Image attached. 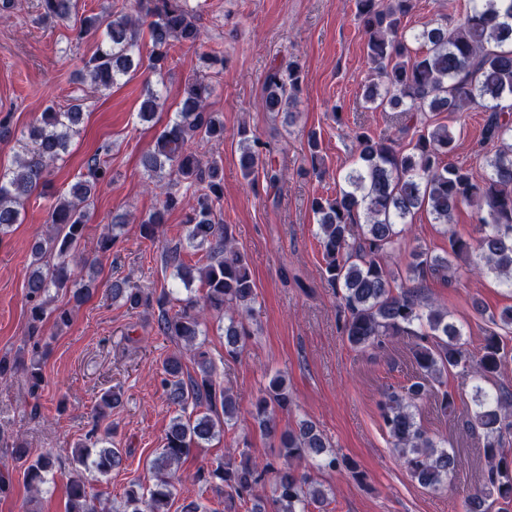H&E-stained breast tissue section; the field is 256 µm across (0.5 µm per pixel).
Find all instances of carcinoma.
<instances>
[{
    "mask_svg": "<svg viewBox=\"0 0 512 512\" xmlns=\"http://www.w3.org/2000/svg\"><path fill=\"white\" fill-rule=\"evenodd\" d=\"M137 16L124 7L112 6L109 15L82 18L79 37H94L98 47L85 63L83 78L96 93L105 94L117 82L136 71L141 59L137 28L146 27L151 43L149 69L162 73L170 50L177 43L195 45L203 36L197 11L187 0H136ZM44 14L60 20L71 16L75 0H40ZM414 8V0H356V17L366 37L367 59L380 82L366 87L364 98L374 108L399 114L394 134L376 135L367 129L355 132L354 167L342 176L343 186L334 196L315 197L311 210L317 218L323 276L337 290L343 312L342 335L354 348L378 345L392 336L414 338L412 365L418 381L401 390L389 388L378 407L393 447L399 452L411 476L423 487L439 489L452 483L456 457L437 446L415 421L411 411L436 383L437 403L443 412L454 409V394L443 377L458 369L475 382L474 410L469 427L483 438L487 461L483 484L466 493L465 512H499L512 505V393L500 386L491 394L482 383L498 376L508 350L501 332L512 331V307L491 314L478 355L466 348L461 329L448 320V312L424 301L416 291H393L390 273L382 258L394 250L408 224L420 209L427 210L437 224L451 223L464 203L479 210L481 234L470 242L448 232V251L433 255L427 250L411 254V279L448 277L454 261L464 257L469 267L482 274L505 277L512 288V0H470L454 18L428 22L409 35H398L402 20ZM424 44L418 51L411 44ZM304 75L291 59L270 67L264 77V108L284 123L295 120L290 107L298 100ZM213 87L195 78L172 118L142 154L141 165L157 177L154 193L159 207L140 220L141 237L154 241L168 212L183 205L188 191L193 204L184 221L185 242L167 244L161 259L191 290L199 282L202 296H174L171 289L160 292L133 287L125 279L112 281V301L131 310L152 312L157 331L182 346L167 356L162 365L160 385L168 404L177 414L170 420L163 447L148 466L149 484H133L125 493L124 505L113 512H170L181 464L192 449L202 448L225 432L238 415L240 405L234 394L218 380L217 367L205 348L206 315L217 314L224 323V351L236 358L241 354L249 330L239 318L256 312V288L248 263L234 247L230 225L219 217L223 198V167L216 159L203 160L196 147L202 142L224 139V120L208 110ZM158 93L146 87L138 117L155 119ZM471 104L486 113L482 144L490 147L484 155L486 171L481 179L469 169L445 161L454 150L450 126L432 124L427 115H452ZM84 121L81 104L65 109L49 106L22 138L30 142L25 157L14 169L0 171V236L21 223L24 200L48 182L51 166L68 151L80 134ZM241 151L239 166L243 177L255 182L264 176L271 188L280 182V170L268 161L269 144L253 131H238ZM307 146L312 171L322 178L320 141L317 132L308 134ZM109 147L89 157L86 174L50 207L48 230L37 234L31 247L30 269L25 279L29 311L28 335L33 340L29 360H8L0 356V378L22 373L32 390L44 382L39 345L41 327L54 316L57 327H67L72 311L50 307L51 292H70L75 303L91 293L93 279L82 283L77 271L98 263L97 257L79 251L85 237L88 207L97 187L110 177L105 156ZM125 215L112 218V233L101 237L97 252L105 254L119 242L117 230ZM204 252L205 264L191 268L184 264L183 249ZM196 366L195 374L183 370L184 354ZM120 403V394L108 390L98 403L99 418ZM292 395L284 376L277 375L268 388L251 403L250 415L264 434L278 441L275 461L256 462L248 449L241 460L219 461L216 466L196 472L195 477L224 494L225 512L252 503L248 512H309V506H325L328 492L315 480L310 469L346 470L361 477L357 466L332 450L327 436L311 420L303 419L284 430L278 417L289 411ZM0 445L10 449L11 458L25 465L24 480L38 493L54 471L56 458L44 453L29 458L24 442ZM123 449L112 424L96 428L78 441L72 452L74 475L67 485L66 512H103L92 493L90 477H106L122 466ZM270 487L271 496L264 494Z\"/></svg>",
    "mask_w": 512,
    "mask_h": 512,
    "instance_id": "carcinoma-1",
    "label": "carcinoma"
}]
</instances>
